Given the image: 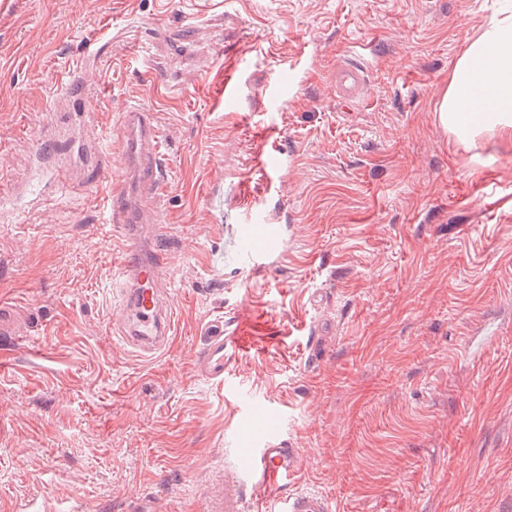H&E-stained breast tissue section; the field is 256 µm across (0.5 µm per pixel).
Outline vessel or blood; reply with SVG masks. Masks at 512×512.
<instances>
[{"mask_svg":"<svg viewBox=\"0 0 512 512\" xmlns=\"http://www.w3.org/2000/svg\"><path fill=\"white\" fill-rule=\"evenodd\" d=\"M365 82L363 70L343 62L336 68V90L340 98L357 99ZM122 147L128 157L127 190L112 189L111 178L106 220L122 239L114 262L124 281L121 304L112 320V331L123 342L143 354L164 349L173 333V311L165 283L170 269L165 253L144 254L138 247L143 227L156 225L158 209L167 194L163 138L153 112L128 107L122 116ZM135 194L136 205H129L128 194ZM280 233L274 224H229L224 232V263L252 267L264 258L265 250L278 248ZM236 333L223 325L212 326L197 356L201 376L223 383L229 356L243 349ZM265 425L252 451L247 469L220 479L210 493V512H246L249 496L277 492L301 468L299 449L287 447L274 430L282 418L278 408L265 407ZM279 512H332L328 498L314 490L300 489L280 501Z\"/></svg>","mask_w":512,"mask_h":512,"instance_id":"b4317fda","label":"vessel or blood"}]
</instances>
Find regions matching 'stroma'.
<instances>
[{"label": "stroma", "instance_id": "stroma-1", "mask_svg": "<svg viewBox=\"0 0 512 512\" xmlns=\"http://www.w3.org/2000/svg\"><path fill=\"white\" fill-rule=\"evenodd\" d=\"M495 6L0 0V299L19 328L0 335V512L45 494L61 512H206L268 405L301 451L292 487L335 512H512V149L454 146L433 119ZM348 58L368 75L354 104L333 81ZM72 69L86 89L60 112ZM132 105L167 144L175 327L149 357L110 329L118 236L97 181L126 183ZM47 125L98 146L61 161L43 205L14 188L38 184ZM229 215L283 245L225 266ZM220 319L247 341L225 386L196 370Z\"/></svg>", "mask_w": 512, "mask_h": 512}]
</instances>
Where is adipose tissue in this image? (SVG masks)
Returning <instances> with one entry per match:
<instances>
[{"instance_id":"1","label":"adipose tissue","mask_w":512,"mask_h":512,"mask_svg":"<svg viewBox=\"0 0 512 512\" xmlns=\"http://www.w3.org/2000/svg\"><path fill=\"white\" fill-rule=\"evenodd\" d=\"M434 120L451 143L466 146L489 134L512 145V0L467 38L448 75Z\"/></svg>"}]
</instances>
